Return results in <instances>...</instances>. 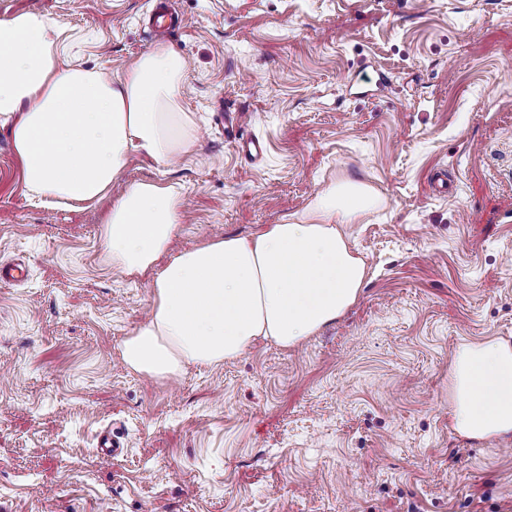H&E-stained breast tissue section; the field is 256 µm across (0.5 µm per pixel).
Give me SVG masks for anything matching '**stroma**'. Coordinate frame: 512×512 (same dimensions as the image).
<instances>
[{
  "label": "stroma",
  "instance_id": "1",
  "mask_svg": "<svg viewBox=\"0 0 512 512\" xmlns=\"http://www.w3.org/2000/svg\"><path fill=\"white\" fill-rule=\"evenodd\" d=\"M0 0L66 27L63 55L122 74L183 57L194 148L131 156L110 198L29 193L0 127V512H512V435L454 429L461 344L512 343V0ZM263 141L251 161L222 115ZM447 170L452 192L435 195ZM379 204L345 225L368 276L335 323L282 348L150 378L120 344L151 294L102 261L101 219L133 182L180 188L177 248L307 214L331 183ZM127 444L102 456L104 430ZM170 0L157 3L151 17V27L156 35H165L171 28L181 25L182 20L172 12Z\"/></svg>",
  "mask_w": 512,
  "mask_h": 512
}]
</instances>
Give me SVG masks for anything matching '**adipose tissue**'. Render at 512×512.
Listing matches in <instances>:
<instances>
[{
  "label": "adipose tissue",
  "instance_id": "adipose-tissue-1",
  "mask_svg": "<svg viewBox=\"0 0 512 512\" xmlns=\"http://www.w3.org/2000/svg\"><path fill=\"white\" fill-rule=\"evenodd\" d=\"M60 24L23 11L0 21V125L9 126L26 188L62 204L95 203L131 156L160 165L186 153L197 135L178 109L185 61L165 46L121 77L63 62ZM364 184H331L306 216L175 248L183 199L155 181L130 185L100 229L113 269L148 276L152 310L120 347L125 364L155 378L190 365L238 358L257 340L295 346L355 303L366 264L341 230L374 207ZM456 431L485 440L512 433V345L469 343L450 377Z\"/></svg>",
  "mask_w": 512,
  "mask_h": 512
}]
</instances>
